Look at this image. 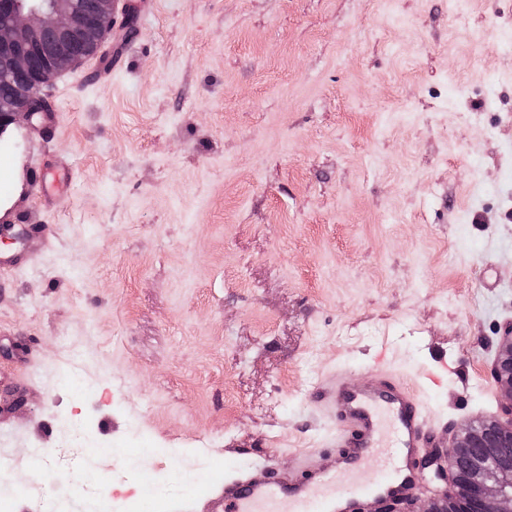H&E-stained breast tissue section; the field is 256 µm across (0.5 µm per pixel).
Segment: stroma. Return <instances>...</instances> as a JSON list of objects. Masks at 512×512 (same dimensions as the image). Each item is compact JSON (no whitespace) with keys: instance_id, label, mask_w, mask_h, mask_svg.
I'll return each mask as SVG.
<instances>
[{"instance_id":"stroma-1","label":"stroma","mask_w":512,"mask_h":512,"mask_svg":"<svg viewBox=\"0 0 512 512\" xmlns=\"http://www.w3.org/2000/svg\"><path fill=\"white\" fill-rule=\"evenodd\" d=\"M105 80L47 90L58 127L0 135V256L30 225L58 252L0 294L8 512H127L153 473L211 485L267 443L323 449L330 370L415 381L457 424L499 418L491 360L512 316V0H155ZM72 166L65 205L29 190ZM499 282L484 287V259ZM74 368L83 387L58 374ZM463 391L472 406L453 411ZM89 421L78 432L72 419ZM150 441L130 453L133 432ZM53 449L42 469L29 454Z\"/></svg>"}]
</instances>
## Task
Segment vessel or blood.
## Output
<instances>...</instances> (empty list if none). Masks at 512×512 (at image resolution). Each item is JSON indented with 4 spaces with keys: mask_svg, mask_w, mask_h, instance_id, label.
<instances>
[{
    "mask_svg": "<svg viewBox=\"0 0 512 512\" xmlns=\"http://www.w3.org/2000/svg\"><path fill=\"white\" fill-rule=\"evenodd\" d=\"M68 164L51 160L32 179L35 199L63 200ZM31 245L1 260L19 270L57 247L53 225L31 229ZM422 387L384 374L357 384L332 373L321 379L317 399L330 408L328 451L298 454L281 467L276 446L259 460L229 466L206 500V512H378L387 499L410 501L422 491L421 465L431 449L444 447L448 424L431 417ZM141 512H184L181 498L159 497L153 485L140 492Z\"/></svg>",
    "mask_w": 512,
    "mask_h": 512,
    "instance_id": "b4317fda",
    "label": "vessel or blood"
}]
</instances>
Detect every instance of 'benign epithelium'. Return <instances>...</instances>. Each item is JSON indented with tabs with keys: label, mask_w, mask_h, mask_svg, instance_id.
I'll list each match as a JSON object with an SVG mask.
<instances>
[{
	"label": "benign epithelium",
	"mask_w": 512,
	"mask_h": 512,
	"mask_svg": "<svg viewBox=\"0 0 512 512\" xmlns=\"http://www.w3.org/2000/svg\"><path fill=\"white\" fill-rule=\"evenodd\" d=\"M115 24L114 0H95L84 8L79 0H0V80L15 93L14 104L0 109V134L43 103V92L57 74L80 65L94 49L74 54L64 43H100ZM503 398L500 420L504 441L512 444V327L499 342V362L491 370ZM483 425H468L446 448H435L424 467H435V477L448 480L449 468L461 457L483 448V456L469 469L467 482L455 479L446 499L433 498L415 510L410 503L387 500L379 512H512V454L500 445L483 444Z\"/></svg>",
	"instance_id": "benign-epithelium-1"
}]
</instances>
